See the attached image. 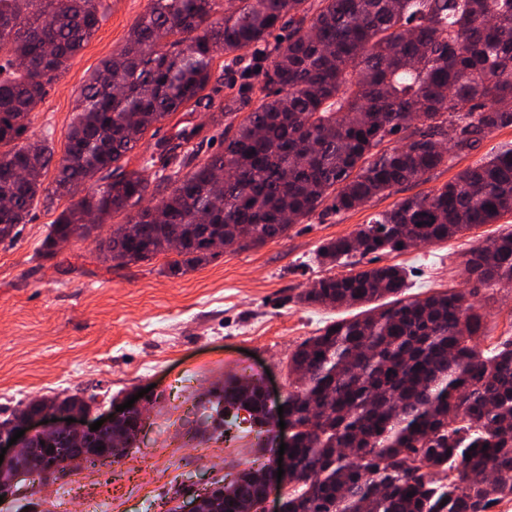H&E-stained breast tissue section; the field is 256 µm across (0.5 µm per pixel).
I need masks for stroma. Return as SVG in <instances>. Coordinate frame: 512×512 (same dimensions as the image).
Returning a JSON list of instances; mask_svg holds the SVG:
<instances>
[{
  "mask_svg": "<svg viewBox=\"0 0 512 512\" xmlns=\"http://www.w3.org/2000/svg\"><path fill=\"white\" fill-rule=\"evenodd\" d=\"M148 0H102L99 27L47 89L31 112L29 134L48 138L62 157L77 94L85 80L124 45ZM263 56L247 53L234 65L216 58L208 87L214 99L246 93L245 111L259 103L256 70ZM186 120L203 127L196 161L221 150V129L210 126L205 106L178 112L157 124V136L173 135ZM512 127L486 135L473 152L429 175L399 186L363 208L314 213L287 236L250 248H229L195 270L173 275L168 252L125 266L102 262L98 244L125 213L113 214L89 237L72 238L52 260L39 255L42 242L71 200L32 207L13 241L0 243V420L17 402L72 394L95 396L89 417L112 412L114 403L141 395L146 424L137 438L140 468L95 465L85 481L67 467L50 482L24 480L0 502V512H79L99 503L112 512H169L190 500L204 483L230 479L258 458L254 434L231 439L201 433L199 397L230 376L264 375L270 407L289 389L288 357L326 325L352 317L346 308L309 307L296 296L326 275L314 254L326 240L353 233L400 199L428 193L452 181L501 143ZM512 227V214L448 241L383 254L379 265L407 272V296L456 288L471 293L484 314L482 347L512 337V287H482L464 270L468 253ZM185 443L179 455L169 446Z\"/></svg>",
  "mask_w": 512,
  "mask_h": 512,
  "instance_id": "1",
  "label": "stroma"
}]
</instances>
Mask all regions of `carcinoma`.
<instances>
[{
  "instance_id": "carcinoma-1",
  "label": "carcinoma",
  "mask_w": 512,
  "mask_h": 512,
  "mask_svg": "<svg viewBox=\"0 0 512 512\" xmlns=\"http://www.w3.org/2000/svg\"><path fill=\"white\" fill-rule=\"evenodd\" d=\"M98 0H0V224H20L34 203L71 198L42 244L112 214L127 220L99 243L103 261H149L181 241L171 274L218 250L283 237L318 209L366 206L416 182L481 138L512 127V0H149L124 46L82 85L54 186L45 139L27 136L47 87L93 37ZM265 53L258 106L209 100L224 149L193 165L203 126L146 148L145 134L206 98L215 58ZM450 135L449 148L436 137ZM171 188L139 204L152 183ZM512 214V143L423 195L398 201L348 236L323 242L322 266L349 268L297 295L307 306L361 308L299 344L288 358L298 472L286 512H490L512 498V338L480 347L482 315L462 291L405 298L398 265L360 267L370 254L445 242ZM466 271L512 286V230L469 253ZM214 430L232 411L274 455L275 423L257 379L208 392ZM121 439L116 424L99 438ZM25 457L16 474L41 475ZM413 496H408V493ZM249 466L219 512H250L260 498Z\"/></svg>"
}]
</instances>
